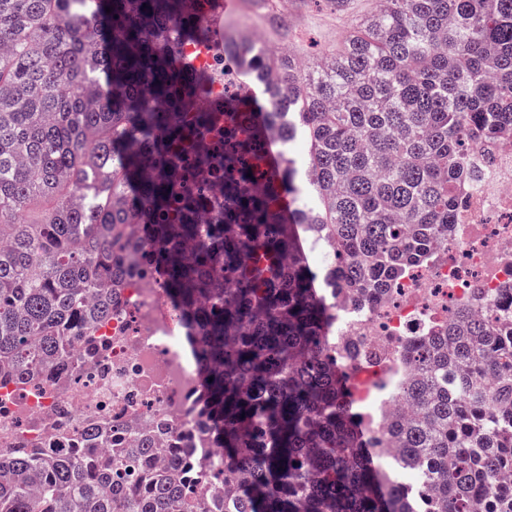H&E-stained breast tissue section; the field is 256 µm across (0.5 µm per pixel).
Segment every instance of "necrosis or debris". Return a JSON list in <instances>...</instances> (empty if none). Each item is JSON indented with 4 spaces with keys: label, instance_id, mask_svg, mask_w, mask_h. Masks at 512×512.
Returning <instances> with one entry per match:
<instances>
[{
    "label": "necrosis or debris",
    "instance_id": "necrosis-or-debris-1",
    "mask_svg": "<svg viewBox=\"0 0 512 512\" xmlns=\"http://www.w3.org/2000/svg\"><path fill=\"white\" fill-rule=\"evenodd\" d=\"M474 179L455 217L453 233L430 267L406 279L400 293L382 301L358 300L343 285L326 296L335 318L332 342L365 337L375 360L344 359L369 409L388 415L399 397L384 384L389 352L425 335L435 317L456 300L478 293L499 309H512V141L489 140L470 153ZM138 261L122 290V309L99 331L101 352L77 354L68 388L39 384L0 386V447L87 448L85 423L101 417L112 424L111 444L129 447L135 433L151 429L160 447L188 448L196 430L195 385L199 369L187 349L176 307L159 285L150 253Z\"/></svg>",
    "mask_w": 512,
    "mask_h": 512
}]
</instances>
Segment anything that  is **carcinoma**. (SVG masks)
I'll return each mask as SVG.
<instances>
[{
    "instance_id": "carcinoma-1",
    "label": "carcinoma",
    "mask_w": 512,
    "mask_h": 512,
    "mask_svg": "<svg viewBox=\"0 0 512 512\" xmlns=\"http://www.w3.org/2000/svg\"><path fill=\"white\" fill-rule=\"evenodd\" d=\"M211 13L0 0V376L66 383L76 346L112 319L136 239L200 347L197 438L222 452L212 469L176 450L141 469L154 438L111 448L95 423L87 455L6 449L0 512H512L508 315L466 298L407 341L408 410L381 427L336 367L316 287L383 298L448 242L469 151L512 138V0H376L305 65L226 41L220 113L199 111L207 76L184 65L185 46L213 45ZM300 134L304 164H272ZM217 170L223 212L201 224L195 182ZM321 243L335 255L314 270ZM377 427L399 444L391 465Z\"/></svg>"
}]
</instances>
